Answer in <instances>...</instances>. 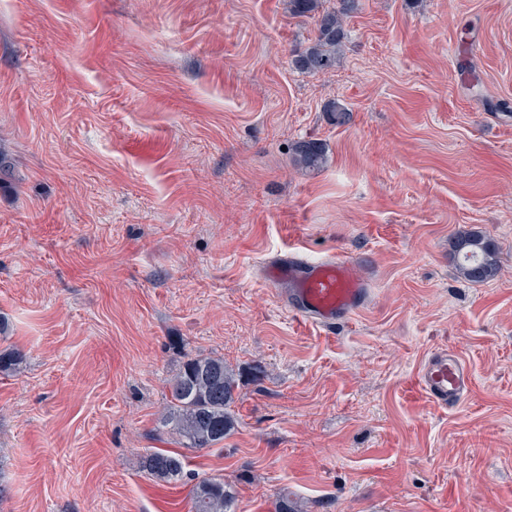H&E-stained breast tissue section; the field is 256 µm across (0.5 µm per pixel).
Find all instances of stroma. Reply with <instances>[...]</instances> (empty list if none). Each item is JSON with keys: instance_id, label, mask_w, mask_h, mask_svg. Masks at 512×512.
<instances>
[{"instance_id": "1", "label": "stroma", "mask_w": 512, "mask_h": 512, "mask_svg": "<svg viewBox=\"0 0 512 512\" xmlns=\"http://www.w3.org/2000/svg\"><path fill=\"white\" fill-rule=\"evenodd\" d=\"M312 28L286 0H0V512H190L213 478L233 512H512V0H358L323 75L291 64ZM468 231L494 280L458 274ZM337 254L370 298L333 330L260 276ZM445 345L473 374L448 410L405 394ZM187 355L236 374L212 448L157 431ZM295 163L304 169L318 170L326 163L323 145L313 139L296 141L291 146ZM456 269L460 275L472 282L494 279L499 271V254L492 241L478 231L460 235L454 243ZM140 467L155 480L170 483L182 477L184 460L178 453L154 451L141 457Z\"/></svg>"}]
</instances>
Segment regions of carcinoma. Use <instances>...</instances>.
Instances as JSON below:
<instances>
[{
    "mask_svg": "<svg viewBox=\"0 0 512 512\" xmlns=\"http://www.w3.org/2000/svg\"><path fill=\"white\" fill-rule=\"evenodd\" d=\"M357 0H338L332 9L321 0H288V12L312 20L311 43L293 55L292 64L304 73L326 74L336 66L345 39V19L356 9ZM295 163L318 170L326 163L323 145L313 139L292 144ZM456 269L472 282L494 279L499 271V254L492 241L478 231L460 235L454 243ZM237 388L235 374L224 358L190 357L182 362L170 382L165 411L158 429L177 438L185 448H211L234 430L229 412ZM140 467L150 477L170 483L182 477L184 460L174 452L154 451L141 457ZM233 496L224 482L210 479L194 494V512H230Z\"/></svg>",
    "mask_w": 512,
    "mask_h": 512,
    "instance_id": "carcinoma-1",
    "label": "carcinoma"
}]
</instances>
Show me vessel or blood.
I'll list each match as a JSON object with an SVG mask.
<instances>
[{"label":"vessel or blood","mask_w":512,"mask_h":512,"mask_svg":"<svg viewBox=\"0 0 512 512\" xmlns=\"http://www.w3.org/2000/svg\"><path fill=\"white\" fill-rule=\"evenodd\" d=\"M266 280L281 287L282 299L300 320L330 329L363 309L370 294L369 281L353 259L331 256L311 262L296 256L270 263ZM467 363L453 350L431 352L416 369L412 395L448 409L470 390Z\"/></svg>","instance_id":"obj_1"}]
</instances>
